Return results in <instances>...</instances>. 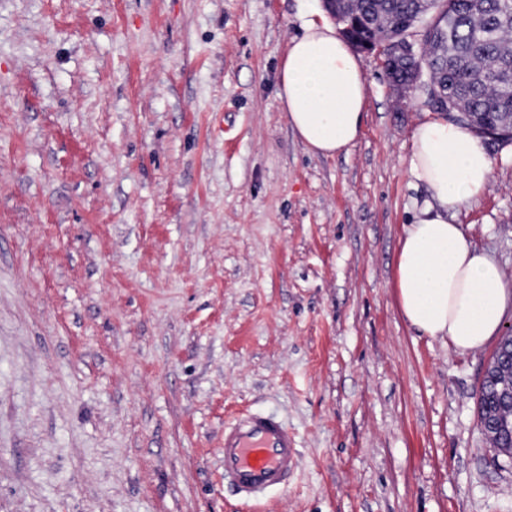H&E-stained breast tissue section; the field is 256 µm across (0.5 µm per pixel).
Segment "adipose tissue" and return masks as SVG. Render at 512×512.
<instances>
[{
	"instance_id": "adipose-tissue-1",
	"label": "adipose tissue",
	"mask_w": 512,
	"mask_h": 512,
	"mask_svg": "<svg viewBox=\"0 0 512 512\" xmlns=\"http://www.w3.org/2000/svg\"><path fill=\"white\" fill-rule=\"evenodd\" d=\"M366 94L362 59L328 21L306 19L279 70L278 97L296 136L325 157L348 152L362 134ZM411 139V169L427 197L399 243L401 313L430 339L479 350L498 334L512 289L448 216L483 192L492 161L480 136L443 115L420 122Z\"/></svg>"
}]
</instances>
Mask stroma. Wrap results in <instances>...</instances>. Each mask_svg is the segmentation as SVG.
I'll use <instances>...</instances> for the list:
<instances>
[{"mask_svg": "<svg viewBox=\"0 0 512 512\" xmlns=\"http://www.w3.org/2000/svg\"><path fill=\"white\" fill-rule=\"evenodd\" d=\"M322 0H0V512H512L462 353L394 283L433 111L374 56L363 132L312 153L278 98ZM454 216L512 289V144ZM298 445L262 506L224 425Z\"/></svg>", "mask_w": 512, "mask_h": 512, "instance_id": "obj_1", "label": "stroma"}]
</instances>
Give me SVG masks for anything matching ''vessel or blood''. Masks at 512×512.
Listing matches in <instances>:
<instances>
[{
	"mask_svg": "<svg viewBox=\"0 0 512 512\" xmlns=\"http://www.w3.org/2000/svg\"><path fill=\"white\" fill-rule=\"evenodd\" d=\"M298 456L287 426L261 411L240 412L224 428V482L247 502L287 486Z\"/></svg>",
	"mask_w": 512,
	"mask_h": 512,
	"instance_id": "obj_1",
	"label": "vessel or blood"
}]
</instances>
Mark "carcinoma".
I'll list each match as a JSON object with an SVG mask.
<instances>
[{"mask_svg":"<svg viewBox=\"0 0 512 512\" xmlns=\"http://www.w3.org/2000/svg\"><path fill=\"white\" fill-rule=\"evenodd\" d=\"M421 0H357L361 38H373L384 27L398 28L420 12ZM429 10L433 39L412 65L431 66L448 91L461 120L484 112H512V0H434ZM479 426L489 444L512 457V429L484 424L498 407L491 392L481 396Z\"/></svg>","mask_w":512,"mask_h":512,"instance_id":"obj_1","label":"carcinoma"}]
</instances>
